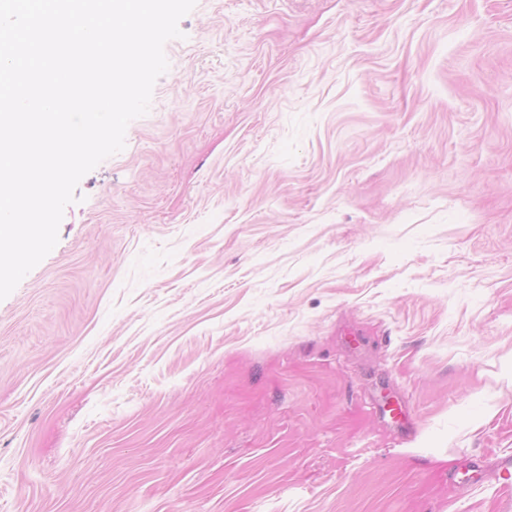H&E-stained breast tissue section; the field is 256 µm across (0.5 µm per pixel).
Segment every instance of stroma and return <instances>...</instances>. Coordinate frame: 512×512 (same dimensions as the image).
<instances>
[{
    "label": "stroma",
    "instance_id": "obj_1",
    "mask_svg": "<svg viewBox=\"0 0 512 512\" xmlns=\"http://www.w3.org/2000/svg\"><path fill=\"white\" fill-rule=\"evenodd\" d=\"M0 301V512H498L512 0H197ZM470 469L478 472L480 477L474 476L465 480H455L462 490H468L485 482H493L499 495V512L512 511V454H504L499 457L491 470L485 469L480 460L471 461Z\"/></svg>",
    "mask_w": 512,
    "mask_h": 512
}]
</instances>
